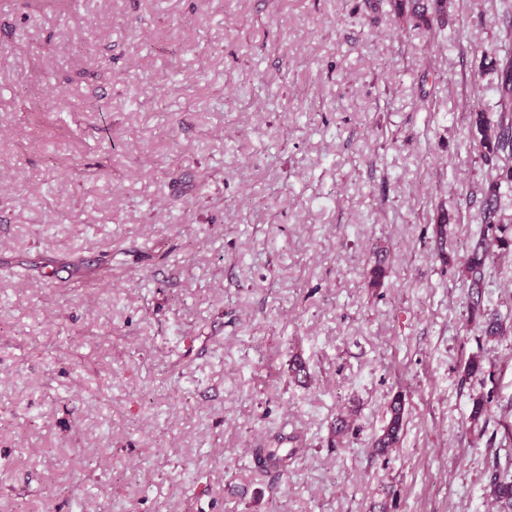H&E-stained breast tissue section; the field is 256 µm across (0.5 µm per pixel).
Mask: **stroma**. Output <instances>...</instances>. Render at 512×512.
<instances>
[{"label":"stroma","mask_w":512,"mask_h":512,"mask_svg":"<svg viewBox=\"0 0 512 512\" xmlns=\"http://www.w3.org/2000/svg\"><path fill=\"white\" fill-rule=\"evenodd\" d=\"M511 45L497 0H0V512H498L512 248L483 313L462 265ZM394 10L398 14L410 12L419 24L429 27L436 18L441 25L447 21L446 0H433L432 6L419 0H393ZM431 9V12L429 10ZM405 403L402 395H395L390 405V419L375 440V448L384 454L388 448L397 447L404 430Z\"/></svg>","instance_id":"obj_1"}]
</instances>
